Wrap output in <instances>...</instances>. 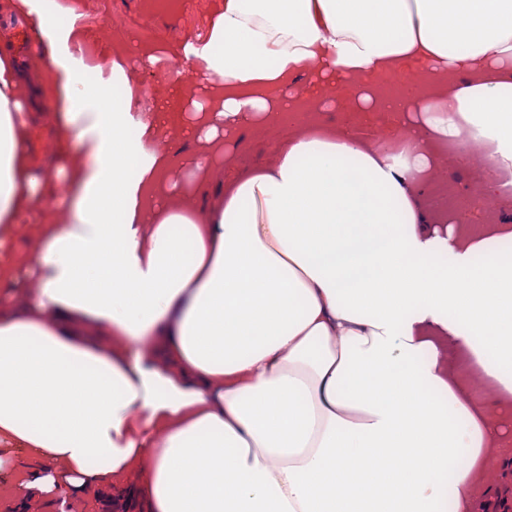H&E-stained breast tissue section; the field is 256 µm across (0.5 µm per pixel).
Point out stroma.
Listing matches in <instances>:
<instances>
[{
  "label": "stroma",
  "mask_w": 512,
  "mask_h": 512,
  "mask_svg": "<svg viewBox=\"0 0 512 512\" xmlns=\"http://www.w3.org/2000/svg\"><path fill=\"white\" fill-rule=\"evenodd\" d=\"M64 21L73 28L70 50L85 64H94L104 44L102 33H109L112 41L124 43L128 52L121 65L128 79L147 89L138 108L145 113L159 114L162 124L156 131L159 149L174 162L169 177L178 186L189 187V165L198 157H206L208 164L224 177L231 178L245 170L271 162L274 148L297 130L334 127L352 135H367L385 145L396 144L402 131L410 129L411 115L407 112H369L353 101L349 88L318 81L308 73L289 76L278 86L268 88L269 96L287 98L289 112H304L300 126H293L286 113H279L276 122L256 125L242 121L240 126L224 139L222 151L210 152L191 133L194 118L188 110L190 99H202L209 91L194 86L191 94H184L183 86L169 66L171 57L183 54L187 45L202 42L208 33L213 15L221 0H181L177 11L161 12L154 18V33L143 37L137 22L146 7V0H55ZM151 53L155 61L149 67L138 63L141 52ZM408 78V88L417 94H426L437 76L424 60L412 58L398 65L357 78L356 83L368 87L375 97H390V81L394 75ZM50 98H39L37 106L29 107L32 135L28 151L39 171L49 173L56 181H64L66 172L62 159L64 150L54 125L47 122L42 112L51 108Z\"/></svg>",
  "instance_id": "1"
}]
</instances>
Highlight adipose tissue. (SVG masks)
<instances>
[{"mask_svg":"<svg viewBox=\"0 0 512 512\" xmlns=\"http://www.w3.org/2000/svg\"><path fill=\"white\" fill-rule=\"evenodd\" d=\"M46 40L47 120L76 143L62 191L33 172L26 100L0 61V438L27 449L23 507L141 477L148 512H475L488 461L512 464L511 224H457L425 204L434 147H489L479 195L512 198V0H224L188 45L212 88L307 71L348 84L419 57L434 94L357 105L411 113L400 152L307 131L212 202L176 189L137 90L113 108L117 43L86 74L49 0H20ZM465 81L454 82L457 73ZM228 94L196 104L206 143L285 110ZM480 377L494 403L478 397Z\"/></svg>","mask_w":512,"mask_h":512,"instance_id":"1","label":"adipose tissue"}]
</instances>
